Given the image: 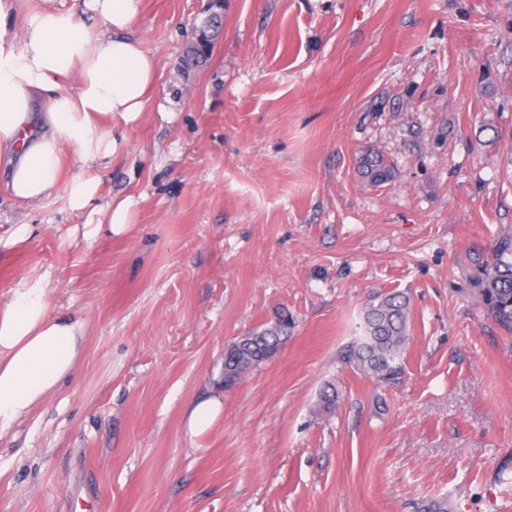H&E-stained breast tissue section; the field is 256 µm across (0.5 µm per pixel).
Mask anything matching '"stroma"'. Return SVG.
Here are the masks:
<instances>
[{
    "label": "stroma",
    "mask_w": 512,
    "mask_h": 512,
    "mask_svg": "<svg viewBox=\"0 0 512 512\" xmlns=\"http://www.w3.org/2000/svg\"><path fill=\"white\" fill-rule=\"evenodd\" d=\"M144 0L152 99L95 169L134 224L71 237L0 194V298L44 279L75 373L0 433V512H512V334L472 275L512 235V0ZM394 169L377 186L360 157ZM411 298L396 380L341 363L374 295ZM292 328L233 389L224 350ZM334 383V413L317 412ZM216 398L191 434L188 409ZM221 403L216 399H207L191 405L188 425L192 434H199L210 428L220 414Z\"/></svg>",
    "instance_id": "35a3bbf8"
}]
</instances>
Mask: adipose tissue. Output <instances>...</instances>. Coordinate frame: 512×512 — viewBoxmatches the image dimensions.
<instances>
[{
    "label": "adipose tissue",
    "instance_id": "obj_1",
    "mask_svg": "<svg viewBox=\"0 0 512 512\" xmlns=\"http://www.w3.org/2000/svg\"><path fill=\"white\" fill-rule=\"evenodd\" d=\"M143 0H0V187L35 206L62 193L84 216L83 239L101 227L123 232L131 198L99 205L98 161L122 144L101 123L136 122L155 87L158 62L132 34ZM25 13L21 30L9 18ZM82 169L61 172L67 155ZM42 280L0 300V432L42 404L73 374L85 339L81 323L52 317Z\"/></svg>",
    "mask_w": 512,
    "mask_h": 512
}]
</instances>
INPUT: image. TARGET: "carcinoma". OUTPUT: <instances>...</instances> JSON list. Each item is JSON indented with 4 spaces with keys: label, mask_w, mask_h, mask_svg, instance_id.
I'll return each mask as SVG.
<instances>
[{
    "label": "carcinoma",
    "mask_w": 512,
    "mask_h": 512,
    "mask_svg": "<svg viewBox=\"0 0 512 512\" xmlns=\"http://www.w3.org/2000/svg\"><path fill=\"white\" fill-rule=\"evenodd\" d=\"M362 167L373 182H385L391 177L390 168L377 155L365 156ZM473 283L477 303L503 330L512 333V235L497 241ZM409 317L410 300L406 295L388 292L373 297L364 310L363 335L342 351L341 359L378 379L397 374L408 340ZM289 327L288 314L280 313L240 337L236 348L224 352V388L235 387L248 371L275 355L288 337ZM339 399L336 386L326 384L319 393L318 411L334 412Z\"/></svg>",
    "instance_id": "carcinoma-1"
}]
</instances>
